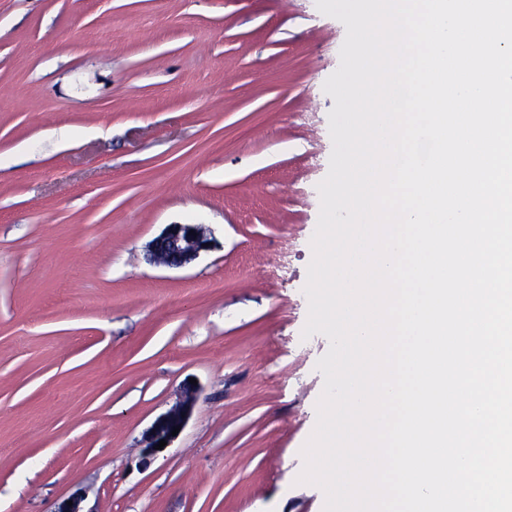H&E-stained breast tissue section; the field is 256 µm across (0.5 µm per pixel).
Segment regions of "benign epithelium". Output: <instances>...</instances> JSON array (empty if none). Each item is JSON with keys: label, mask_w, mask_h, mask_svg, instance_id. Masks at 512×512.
Instances as JSON below:
<instances>
[{"label": "benign epithelium", "mask_w": 512, "mask_h": 512, "mask_svg": "<svg viewBox=\"0 0 512 512\" xmlns=\"http://www.w3.org/2000/svg\"><path fill=\"white\" fill-rule=\"evenodd\" d=\"M213 239L210 230L204 224H169L163 232L150 243V252L155 259L168 267H183L195 261L201 253L212 248ZM198 396L197 386L185 383L181 398L169 410L155 418L143 432L140 440L142 452L139 466L145 467L162 454L154 449L160 440H165L170 448L178 436L172 435L176 427L187 425ZM85 495L76 492L61 500L54 512H86Z\"/></svg>", "instance_id": "7a95c632"}]
</instances>
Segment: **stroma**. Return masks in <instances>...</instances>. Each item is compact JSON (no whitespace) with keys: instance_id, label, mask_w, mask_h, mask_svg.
<instances>
[{"instance_id":"1","label":"stroma","mask_w":512,"mask_h":512,"mask_svg":"<svg viewBox=\"0 0 512 512\" xmlns=\"http://www.w3.org/2000/svg\"><path fill=\"white\" fill-rule=\"evenodd\" d=\"M345 37L316 0H0V512H323L304 287ZM169 224L213 249L154 263ZM196 385L186 382L183 387L181 398L169 410L155 418L152 424L143 432L140 440L142 452L139 461V467H147L152 460L164 453L178 439L185 426L187 425L198 396ZM179 427L177 435L172 436L173 428ZM161 439H165L167 445L162 450L154 449Z\"/></svg>"}]
</instances>
